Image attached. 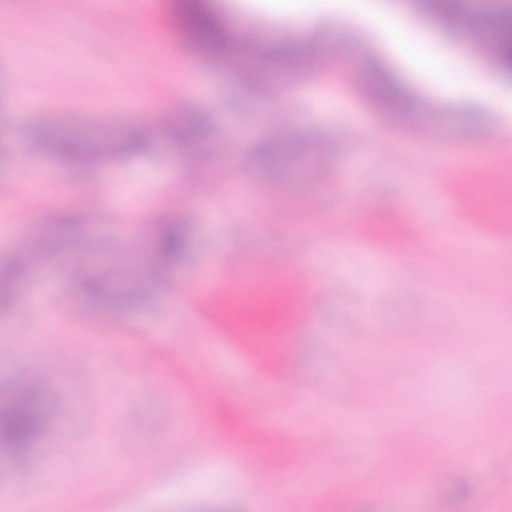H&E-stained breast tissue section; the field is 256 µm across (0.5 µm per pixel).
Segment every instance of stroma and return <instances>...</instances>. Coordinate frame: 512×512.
Masks as SVG:
<instances>
[{"mask_svg": "<svg viewBox=\"0 0 512 512\" xmlns=\"http://www.w3.org/2000/svg\"><path fill=\"white\" fill-rule=\"evenodd\" d=\"M126 0L123 15L87 21L88 0H0V265L19 244L16 224H76L79 236L36 273L18 280L0 308V402L44 369L56 382L41 396L49 422L25 456L0 454L7 512H512V114L466 97L483 71L500 97L512 76L492 66L472 15L512 9V0H465L448 24L420 0H213L225 23L302 56L335 57L332 71L288 73L289 95L269 98L238 85L221 58L182 41L171 0ZM400 20L406 41L441 67L426 81L386 28ZM193 67L198 108L170 95ZM383 75L415 122L390 124L365 88ZM23 85L20 111L4 95ZM278 114L307 161L258 171L232 152L261 144L263 120ZM206 115L213 143L184 161L165 139L94 167L51 154L38 132L56 126L90 139L122 138ZM437 130L433 145L418 128ZM474 157L471 177L498 191L501 221L471 223L480 194H457L450 165ZM44 170L34 192L29 168ZM131 188L120 207L89 217L84 200ZM223 195H216V188ZM372 208L377 236L359 232L346 198ZM181 217L187 248L171 277L139 300H90L126 252L150 253L164 217ZM462 250L461 263L448 256ZM281 257L289 275L316 270L319 291L287 297L297 334L260 358L224 328V306L204 307L197 286L255 258ZM183 284H175V277ZM151 350L153 373L138 359ZM364 348L349 363L348 348ZM361 376L360 387L347 382ZM319 394L298 402L290 377ZM352 415L383 438L396 467L346 479L360 466L358 437L336 422ZM327 451H319L318 435ZM461 454L437 468L428 448ZM195 456L178 457V449ZM318 477L319 497L280 494L291 469ZM423 477L413 497L394 493L404 475ZM40 495H32L33 486Z\"/></svg>", "mask_w": 512, "mask_h": 512, "instance_id": "1", "label": "stroma"}]
</instances>
